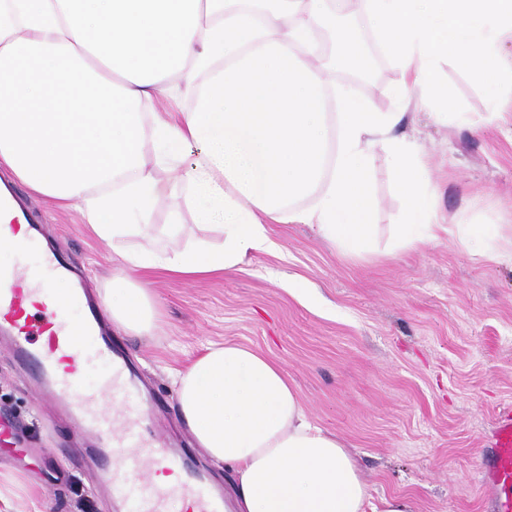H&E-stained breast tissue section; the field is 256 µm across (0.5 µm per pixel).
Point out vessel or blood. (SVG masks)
<instances>
[{
    "label": "vessel or blood",
    "mask_w": 512,
    "mask_h": 512,
    "mask_svg": "<svg viewBox=\"0 0 512 512\" xmlns=\"http://www.w3.org/2000/svg\"><path fill=\"white\" fill-rule=\"evenodd\" d=\"M43 222L34 220L17 189L0 193V243H20L37 253V264L19 260L0 271V346L31 373L38 404L66 415L87 437L82 455L97 469L114 512H224L223 493L213 491L202 470L170 448L153 404L141 395V374L128 353L112 342L100 306L88 302L71 258L44 247ZM70 283V304H85L78 317L64 314L48 288ZM101 368L92 389L82 378L88 365ZM495 448L487 483L512 485V410L492 433ZM174 473L156 483L157 474Z\"/></svg>",
    "instance_id": "obj_1"
}]
</instances>
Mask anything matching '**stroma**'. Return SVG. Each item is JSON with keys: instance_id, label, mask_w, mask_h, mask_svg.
<instances>
[{"instance_id": "1", "label": "stroma", "mask_w": 512, "mask_h": 512, "mask_svg": "<svg viewBox=\"0 0 512 512\" xmlns=\"http://www.w3.org/2000/svg\"><path fill=\"white\" fill-rule=\"evenodd\" d=\"M397 76L385 55L370 78H331L391 112ZM437 78L452 111H410L400 132L429 159L447 234L394 249L403 201L378 160L373 253L345 256L309 225H273L277 250L250 255L236 270L201 279L143 271L162 321L154 335L117 340L175 423L183 421L175 372L208 347L240 344L278 363L308 419L353 449L372 502L406 495L415 512H494L481 464L497 414L512 407V90L452 58L438 63ZM494 97L505 110L491 115ZM28 203L90 286L111 287V244L72 210L36 196ZM490 224L498 236L485 250L472 248ZM77 445L0 348V512H109Z\"/></svg>"}]
</instances>
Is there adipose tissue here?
<instances>
[{"label":"adipose tissue","mask_w":512,"mask_h":512,"mask_svg":"<svg viewBox=\"0 0 512 512\" xmlns=\"http://www.w3.org/2000/svg\"><path fill=\"white\" fill-rule=\"evenodd\" d=\"M365 2L399 65L396 112L347 91L328 108L324 72L365 66L334 0H0V168L111 243L123 267L103 301L117 332L144 336L160 319L139 270L199 278L237 269L274 249L273 224H306L345 254L369 253L378 160L405 204L395 248L438 238L427 157L397 133L403 108L437 99L436 66L447 58L497 78L512 0ZM323 29L337 48L325 60ZM180 95L190 108L153 111ZM193 144L200 152L189 162ZM165 199L169 234L181 232L186 206L196 225L220 230L221 247L130 249ZM175 382L196 444L234 477L230 512H367L350 451L308 420L265 355L216 347Z\"/></svg>","instance_id":"adipose-tissue-1"}]
</instances>
